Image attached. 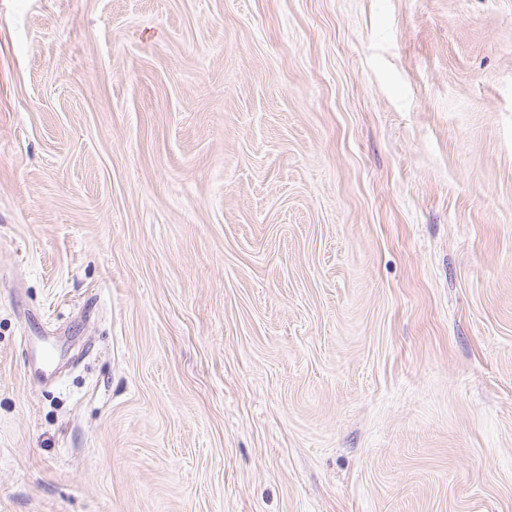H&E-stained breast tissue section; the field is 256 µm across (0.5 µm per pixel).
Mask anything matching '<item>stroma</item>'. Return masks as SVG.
Wrapping results in <instances>:
<instances>
[{
  "instance_id": "stroma-1",
  "label": "stroma",
  "mask_w": 512,
  "mask_h": 512,
  "mask_svg": "<svg viewBox=\"0 0 512 512\" xmlns=\"http://www.w3.org/2000/svg\"><path fill=\"white\" fill-rule=\"evenodd\" d=\"M0 512H512V0H0Z\"/></svg>"
}]
</instances>
